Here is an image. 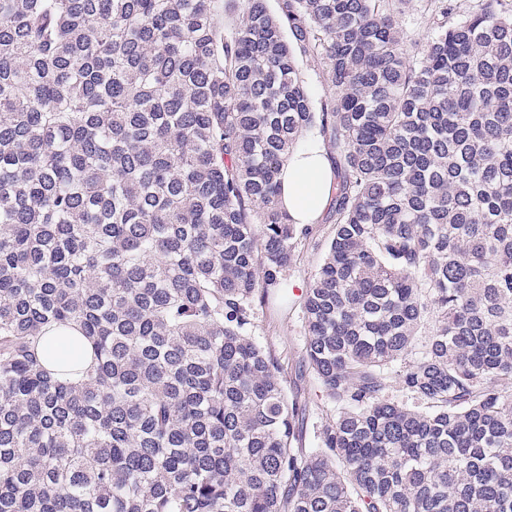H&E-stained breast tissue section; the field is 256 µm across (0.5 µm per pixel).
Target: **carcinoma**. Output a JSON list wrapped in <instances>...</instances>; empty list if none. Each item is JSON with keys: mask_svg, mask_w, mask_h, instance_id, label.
Masks as SVG:
<instances>
[{"mask_svg": "<svg viewBox=\"0 0 512 512\" xmlns=\"http://www.w3.org/2000/svg\"><path fill=\"white\" fill-rule=\"evenodd\" d=\"M411 2L0 0V512H512V0H423L416 54ZM309 132L299 448L253 305ZM415 5L416 2H411L409 9L402 19V26L411 46L416 47L414 45L419 44L420 47L425 44L429 35V29Z\"/></svg>", "mask_w": 512, "mask_h": 512, "instance_id": "1", "label": "carcinoma"}]
</instances>
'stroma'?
Instances as JSON below:
<instances>
[{
  "instance_id": "35a3bbf8",
  "label": "stroma",
  "mask_w": 512,
  "mask_h": 512,
  "mask_svg": "<svg viewBox=\"0 0 512 512\" xmlns=\"http://www.w3.org/2000/svg\"><path fill=\"white\" fill-rule=\"evenodd\" d=\"M331 232V224H315L311 237L300 244L295 263L283 275L284 299L255 303L253 310L257 342L277 357L289 396L304 407L299 429L302 444L307 448L316 447L323 424L336 414L335 403L323 392L306 359L302 309L303 296L322 261Z\"/></svg>"
}]
</instances>
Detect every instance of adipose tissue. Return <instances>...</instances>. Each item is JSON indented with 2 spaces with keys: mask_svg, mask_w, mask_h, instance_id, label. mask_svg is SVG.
I'll list each match as a JSON object with an SVG mask.
<instances>
[{
  "mask_svg": "<svg viewBox=\"0 0 512 512\" xmlns=\"http://www.w3.org/2000/svg\"><path fill=\"white\" fill-rule=\"evenodd\" d=\"M333 184L332 164L321 143L295 152L282 175V204L292 221L315 223L330 201Z\"/></svg>",
  "mask_w": 512,
  "mask_h": 512,
  "instance_id": "1",
  "label": "adipose tissue"
}]
</instances>
